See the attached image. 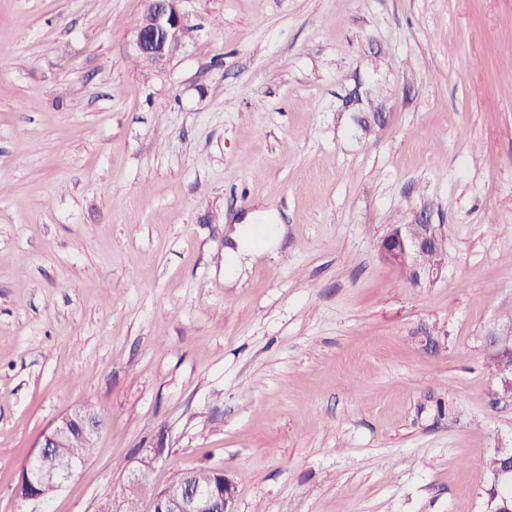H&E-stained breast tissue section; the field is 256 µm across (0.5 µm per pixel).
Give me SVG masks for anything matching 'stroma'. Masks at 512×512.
I'll return each mask as SVG.
<instances>
[{
  "mask_svg": "<svg viewBox=\"0 0 512 512\" xmlns=\"http://www.w3.org/2000/svg\"><path fill=\"white\" fill-rule=\"evenodd\" d=\"M143 9L0 0V512H98L150 455L152 491L229 471L237 512H482L512 445L482 345L512 312V0H182L152 68ZM261 206L282 240L256 220L227 284ZM418 222L445 256L415 288L378 246ZM86 403L91 457L17 500ZM145 2L144 20L132 32L129 45L139 57L161 65L185 45L184 36L190 27L179 8V0ZM246 232L247 229L241 228L238 234L234 236V239L238 244L237 251L229 249L228 258L224 259V280L227 282H231L235 277H237L241 267L242 256H250V262H253L260 254L258 251L252 250L247 244ZM89 409L86 411L100 416L98 411L95 409L93 404L83 405ZM80 408L74 410L72 413L63 415L56 423L44 433L41 434L37 441L35 448H38L36 455H33L26 464L31 469H37L40 466V460L43 462L42 469L35 475L32 476L29 469H22L17 486L15 487V495L17 498L23 501L37 500L40 499L39 495L44 500L52 497L57 491V487L53 483H47L38 489L36 494L35 482L39 481H58L60 485L65 482L69 477L68 472L62 470L55 463L51 448L55 452L56 459L59 464L63 466L76 465L78 468L87 460L90 452V440L92 436L98 434L101 431L102 425L98 423L99 418L95 415L84 414L82 411L78 412ZM73 422H79L83 431L84 439L80 434H73L70 439L66 441L67 436L70 433V429ZM66 441V443H65ZM65 443V444H64ZM64 444V447L61 446ZM25 466V467H26ZM26 489V493L23 494L22 489Z\"/></svg>",
  "mask_w": 512,
  "mask_h": 512,
  "instance_id": "stroma-1",
  "label": "stroma"
}]
</instances>
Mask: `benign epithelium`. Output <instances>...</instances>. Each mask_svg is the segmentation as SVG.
<instances>
[{
  "mask_svg": "<svg viewBox=\"0 0 512 512\" xmlns=\"http://www.w3.org/2000/svg\"><path fill=\"white\" fill-rule=\"evenodd\" d=\"M146 14L140 26L131 34L132 51L146 61L160 65L185 45L189 29L179 8V0H146ZM441 239L433 224H404L394 228L379 245V256L399 268L419 283H433L442 278V265H428L423 258L437 249ZM485 349L489 355L502 358L500 383L512 386V321L492 328L485 335ZM81 425L83 435L89 439L101 431L95 415L73 411L60 417L41 434L36 443V455L43 462L42 469L31 475L29 469L21 471L15 495L28 501L37 500L35 483L57 481L64 483L69 477L55 463L51 449L61 447L73 423ZM499 461L490 472L491 485L486 490L487 499L483 512H512V453L502 447L495 448ZM236 486L229 474H224L223 489L210 488L205 493L194 490L190 478L183 477L168 484L153 495L152 512H236Z\"/></svg>",
  "mask_w": 512,
  "mask_h": 512,
  "instance_id": "7a95c632",
  "label": "benign epithelium"
}]
</instances>
